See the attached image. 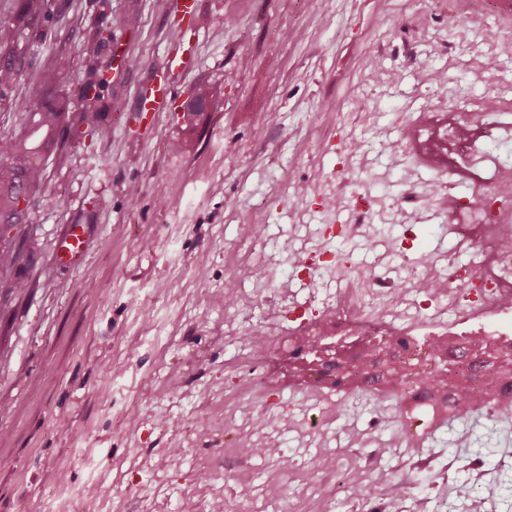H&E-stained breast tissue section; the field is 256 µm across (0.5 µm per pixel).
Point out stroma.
Returning <instances> with one entry per match:
<instances>
[{
  "label": "stroma",
  "instance_id": "stroma-1",
  "mask_svg": "<svg viewBox=\"0 0 512 512\" xmlns=\"http://www.w3.org/2000/svg\"><path fill=\"white\" fill-rule=\"evenodd\" d=\"M198 2L187 40L172 38L184 21L168 0H48L19 42L24 73L0 91V138L19 132L52 62L65 90L103 80L95 106L111 135L72 126L28 223L10 231L21 257L0 272V512H198L218 500L228 512H371L375 496L352 481L378 471L401 512H466L480 492L512 512V425L487 410L415 447L397 436L396 403L266 381L289 328L335 303L348 275L384 268L410 286L436 243L467 263L435 209L392 223L404 168L434 173L383 143L425 107L476 113L496 97L512 110V53L490 73L476 54L512 34V8L472 27L470 0ZM97 23L111 38L92 55ZM379 41L389 79L376 84L365 63ZM174 57L173 100L139 111ZM202 83L217 103L189 147L181 107ZM328 98L340 110L325 123ZM339 190L369 198L376 220L371 238H336L325 254L324 225L349 216L326 206ZM73 224L87 243L65 261ZM309 268L314 299L275 293ZM250 407L274 425L246 420ZM211 416L223 431L202 432Z\"/></svg>",
  "mask_w": 512,
  "mask_h": 512
}]
</instances>
